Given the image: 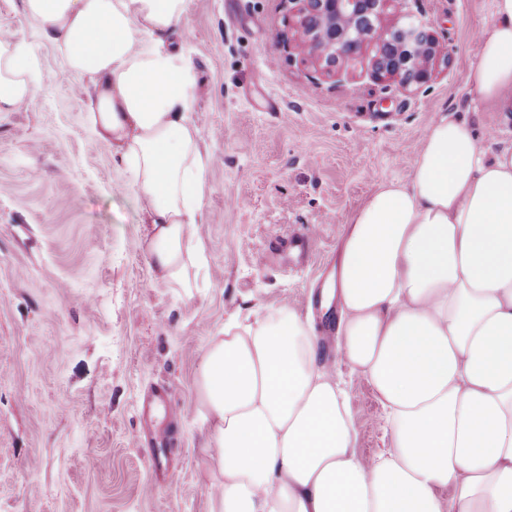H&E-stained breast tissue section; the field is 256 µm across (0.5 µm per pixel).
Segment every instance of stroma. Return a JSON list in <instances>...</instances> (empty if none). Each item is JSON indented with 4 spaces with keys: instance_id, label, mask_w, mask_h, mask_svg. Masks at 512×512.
Wrapping results in <instances>:
<instances>
[{
    "instance_id": "stroma-1",
    "label": "stroma",
    "mask_w": 512,
    "mask_h": 512,
    "mask_svg": "<svg viewBox=\"0 0 512 512\" xmlns=\"http://www.w3.org/2000/svg\"><path fill=\"white\" fill-rule=\"evenodd\" d=\"M493 3L408 0L443 52L428 82L406 87L375 76L372 45L325 72L299 47L288 0H188L174 38L212 158L199 227L208 282L189 297L154 273L129 175L89 125L84 82L21 0H0V31L24 39L43 74L28 107L0 112V512H209L196 387L209 340L228 320L279 308L313 325L359 452L389 447L386 413L339 353V305L323 307L322 290L346 219L379 183L409 178L435 117L468 116L482 146L512 144V112L476 107L468 84ZM155 390L172 413H143ZM165 430L157 472L145 444Z\"/></svg>"
}]
</instances>
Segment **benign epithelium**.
Segmentation results:
<instances>
[{
	"mask_svg": "<svg viewBox=\"0 0 512 512\" xmlns=\"http://www.w3.org/2000/svg\"><path fill=\"white\" fill-rule=\"evenodd\" d=\"M299 18L300 45L333 66L339 59L362 51L372 42L376 75L404 84H423L431 77V63L440 50L439 42L425 24L408 20L393 30L398 50L394 53L375 39L376 24L385 4L395 0H289Z\"/></svg>",
	"mask_w": 512,
	"mask_h": 512,
	"instance_id": "obj_1",
	"label": "benign epithelium"
}]
</instances>
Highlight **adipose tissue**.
Masks as SVG:
<instances>
[{"label": "adipose tissue", "mask_w": 512, "mask_h": 512, "mask_svg": "<svg viewBox=\"0 0 512 512\" xmlns=\"http://www.w3.org/2000/svg\"><path fill=\"white\" fill-rule=\"evenodd\" d=\"M71 73L89 123L131 173L158 278L192 290L208 266L206 171L189 117L196 76L169 34L187 0H23ZM152 35L145 43L140 33ZM39 73L0 36V112ZM481 106L512 111V0H495ZM336 292L341 354L387 411L390 448L361 455L344 392L292 309L225 323L199 378L217 475L210 512H512V145L466 119L425 129L408 180L379 184L346 222Z\"/></svg>", "instance_id": "ef3b65f1"}]
</instances>
